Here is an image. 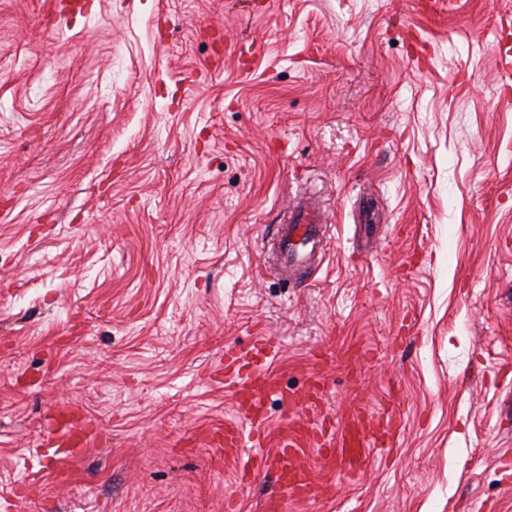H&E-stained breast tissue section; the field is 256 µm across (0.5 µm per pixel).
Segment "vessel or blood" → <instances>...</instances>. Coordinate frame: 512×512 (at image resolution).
I'll use <instances>...</instances> for the list:
<instances>
[{
    "mask_svg": "<svg viewBox=\"0 0 512 512\" xmlns=\"http://www.w3.org/2000/svg\"><path fill=\"white\" fill-rule=\"evenodd\" d=\"M327 229L322 211L313 202H296L290 210L288 222L276 227V262L271 267L272 273L282 277L294 272L306 273L310 259L321 253L327 243ZM275 354V345L264 336L256 337L246 349L225 347L224 382L233 391L243 421L214 428L210 437L231 452L255 447V467L275 470L284 492L305 498L314 495L316 488L306 469L296 460L299 443L316 444L323 463L332 466L340 462L355 473L361 471L370 459L371 443L364 428L356 421L328 435L310 424L293 425L282 430L273 453L260 452L261 439L253 429L264 418L266 400L281 393L276 378L268 368L269 359Z\"/></svg>",
    "mask_w": 512,
    "mask_h": 512,
    "instance_id": "obj_1",
    "label": "vessel or blood"
}]
</instances>
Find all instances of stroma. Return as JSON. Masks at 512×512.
Wrapping results in <instances>:
<instances>
[{"mask_svg": "<svg viewBox=\"0 0 512 512\" xmlns=\"http://www.w3.org/2000/svg\"><path fill=\"white\" fill-rule=\"evenodd\" d=\"M512 0H0V512H265L205 439L224 347L260 425L378 445L287 512H512ZM326 251L265 268L298 196ZM371 200L380 232L356 222ZM92 441L45 458L57 417ZM276 349L265 336L256 337L248 349L224 348V385H230L238 413L253 427L264 418L266 400L282 393L268 368Z\"/></svg>", "mask_w": 512, "mask_h": 512, "instance_id": "35a3bbf8", "label": "stroma"}]
</instances>
